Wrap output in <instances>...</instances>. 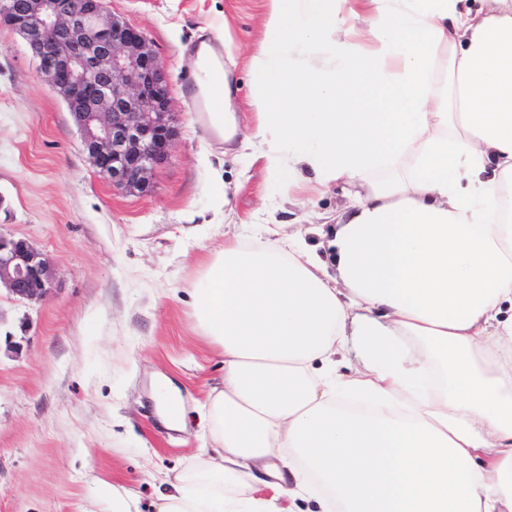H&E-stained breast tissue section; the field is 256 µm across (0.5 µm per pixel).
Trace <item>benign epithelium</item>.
<instances>
[{
  "mask_svg": "<svg viewBox=\"0 0 512 512\" xmlns=\"http://www.w3.org/2000/svg\"><path fill=\"white\" fill-rule=\"evenodd\" d=\"M42 78L66 103L96 171L118 191H143L176 139L165 63L105 0H0ZM0 286L29 303L55 287V268L26 239L0 233Z\"/></svg>",
  "mask_w": 512,
  "mask_h": 512,
  "instance_id": "7a95c632",
  "label": "benign epithelium"
}]
</instances>
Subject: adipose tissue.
I'll return each mask as SVG.
<instances>
[{"mask_svg":"<svg viewBox=\"0 0 512 512\" xmlns=\"http://www.w3.org/2000/svg\"><path fill=\"white\" fill-rule=\"evenodd\" d=\"M250 68L273 177L356 205L335 268L300 226L205 260L194 327L224 380L157 512H512V0H266Z\"/></svg>","mask_w":512,"mask_h":512,"instance_id":"ef3b65f1","label":"adipose tissue"}]
</instances>
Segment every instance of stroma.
I'll return each instance as SVG.
<instances>
[{
	"instance_id": "obj_1",
	"label": "stroma",
	"mask_w": 512,
	"mask_h": 512,
	"mask_svg": "<svg viewBox=\"0 0 512 512\" xmlns=\"http://www.w3.org/2000/svg\"><path fill=\"white\" fill-rule=\"evenodd\" d=\"M106 5L167 65L178 137L142 192L113 191L96 173L65 103L0 24V232L47 252L56 271L37 304L0 289V512H98L108 486L152 512L172 475L209 445L201 417L224 358L196 336L190 291L225 225L243 233L352 213L348 187L291 192L252 149L225 154L191 110L198 86L187 59L212 27L224 32L233 108L251 114L265 0ZM158 376L181 391L183 431L159 418Z\"/></svg>"
}]
</instances>
